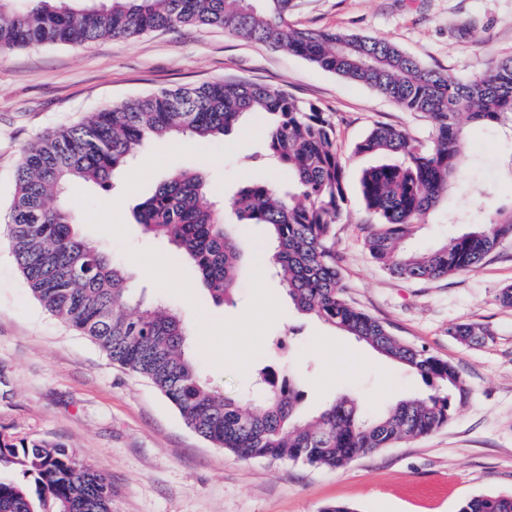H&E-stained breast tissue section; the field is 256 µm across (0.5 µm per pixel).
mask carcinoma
<instances>
[{
	"label": "carcinoma",
	"mask_w": 512,
	"mask_h": 512,
	"mask_svg": "<svg viewBox=\"0 0 512 512\" xmlns=\"http://www.w3.org/2000/svg\"><path fill=\"white\" fill-rule=\"evenodd\" d=\"M0 0V52L64 43L84 46L169 28L217 27L292 52L316 67L360 83L408 112L429 118L424 144L377 124L355 152L379 162L362 172L360 191L377 224L367 251L381 269L406 280H435L467 272L512 240V214L497 211L483 224L425 253L406 242L420 217L447 195L460 169L464 122L492 123L512 132V57L463 82L423 65L383 39L290 26L293 0H112L102 9H75L63 0H33L20 10ZM270 118L261 160L288 170V186L250 179L219 206L203 176L179 172L140 202L142 231L170 241L197 271L212 301H231L242 260L240 235L261 224L270 236L269 268L295 309L367 343L415 372L433 388L365 415L342 397L311 421L296 410L302 392L292 379L275 384L263 373L258 399L226 396L200 378L185 352L179 312L160 300L131 302L127 271L85 238L70 209L49 201L78 179L102 187L127 166L148 138L224 139L247 113ZM347 202L344 167L331 118L284 89L247 81L180 86L107 105L85 122L48 133L21 158L7 230L15 260L38 301L98 345L113 362L149 379L179 410L187 426L242 459L302 462L331 469L448 425L470 392L454 366L397 337L346 300L336 263V224ZM230 209L236 223L224 222ZM453 335L478 343L488 335L464 323ZM75 452L44 440L0 443V467L33 480L36 496L0 478V512H112L111 486ZM459 512H512V497L484 495Z\"/></svg>",
	"instance_id": "carcinoma-1"
}]
</instances>
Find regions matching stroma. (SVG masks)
Listing matches in <instances>:
<instances>
[{"label": "stroma", "mask_w": 512, "mask_h": 512, "mask_svg": "<svg viewBox=\"0 0 512 512\" xmlns=\"http://www.w3.org/2000/svg\"><path fill=\"white\" fill-rule=\"evenodd\" d=\"M290 22L390 41L424 65L467 81L512 56V0H294ZM241 80L287 90L334 121L347 183V215L336 226L346 298L399 339L453 364L470 399L446 427L361 456L339 469L301 462L244 460L190 429L176 407L135 373L113 364L86 336L47 312L16 264L7 216L19 160L45 134L165 88ZM429 142L432 125L370 88L292 53L198 27L104 38L86 46L42 45L0 52V439L49 440L112 485V512H458L480 495L512 496V308L498 300L512 285V242L473 270L430 282L392 276L370 258L374 224L358 182L373 157L356 144L376 124ZM262 130L246 118L207 149L184 138L149 139L110 187L76 182L66 201L84 236L131 277L133 299L179 311L186 350L201 378L228 396L253 389L260 369L299 379L302 415L343 394L373 412L427 393L423 379L315 316L299 313L268 270L263 227L242 238L244 264L233 303L215 305L194 268L164 239L145 235L136 205L177 170L201 171L211 194L230 198L245 181L282 178L247 164ZM463 164L440 203L416 224L408 245L427 251L512 211V136L465 124ZM262 299L271 312L245 323ZM476 323L488 336L468 345L454 326Z\"/></svg>", "instance_id": "1"}]
</instances>
